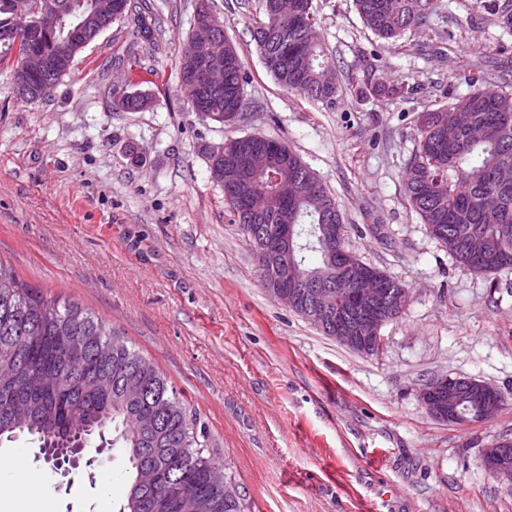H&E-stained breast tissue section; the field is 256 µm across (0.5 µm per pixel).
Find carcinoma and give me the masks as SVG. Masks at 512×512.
Returning a JSON list of instances; mask_svg holds the SVG:
<instances>
[{
	"label": "carcinoma",
	"instance_id": "cac0c4a2",
	"mask_svg": "<svg viewBox=\"0 0 512 512\" xmlns=\"http://www.w3.org/2000/svg\"><path fill=\"white\" fill-rule=\"evenodd\" d=\"M11 0H0V66L33 82L22 55L3 37ZM197 13L177 59L181 81L190 88L202 119L224 122V112L247 83L245 65L206 5ZM277 0H258L262 19L253 26L266 69L288 91L330 102L336 96L334 62L311 12V0H295L294 14L283 18ZM365 26L396 44L405 33L431 26L442 13L441 0H354ZM485 6L497 25L512 33V0H472ZM121 22L143 42L157 43V18L136 0H113L107 29ZM211 35L205 55L224 71L211 84L198 72L195 49ZM151 97L139 90L118 97L127 112H139ZM418 142L405 195L431 237L459 265L483 275L512 268V92L476 88L448 107L419 117ZM254 140L224 144V156H208L211 178L224 188L238 224L249 223L246 206L255 186L271 195L288 191L272 224L296 225L295 261L300 272L325 267L322 224L341 215L329 191L317 183L308 192L313 171L287 145L288 181H279L281 157L273 165L242 178ZM320 255L310 267L307 255ZM27 433L39 442L45 462L55 465L65 448L89 445L92 438L121 449L131 480L119 512H252V502L229 464L224 481L213 479L221 463L219 445L183 396L148 358L129 346L89 309L74 301L50 300L0 263V441Z\"/></svg>",
	"mask_w": 512,
	"mask_h": 512
}]
</instances>
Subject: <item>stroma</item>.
<instances>
[{
	"mask_svg": "<svg viewBox=\"0 0 512 512\" xmlns=\"http://www.w3.org/2000/svg\"><path fill=\"white\" fill-rule=\"evenodd\" d=\"M156 45L113 24L51 96L22 101L0 69V262L47 298H68L124 332L167 376L221 445L254 512H512V490L482 464L512 437V269L459 266L409 208L404 181L417 118L476 87L512 90V35L483 9L451 0L439 24L394 49L353 0H312L336 65L332 103L283 90L251 32L257 0H212L245 62L246 104L231 126L193 112L175 61L198 0H146ZM405 98L366 95L369 84ZM150 92L141 112L113 97ZM287 144L326 186L345 247L410 291L363 355L324 335L263 287L252 246L210 177L206 154L231 138ZM470 377L502 391L488 422L431 418L420 391ZM20 455L54 512H118L123 455L64 484L27 436Z\"/></svg>",
	"mask_w": 512,
	"mask_h": 512,
	"instance_id": "1",
	"label": "stroma"
}]
</instances>
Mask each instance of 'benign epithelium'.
I'll use <instances>...</instances> for the list:
<instances>
[{
    "instance_id": "benign-epithelium-1",
    "label": "benign epithelium",
    "mask_w": 512,
    "mask_h": 512,
    "mask_svg": "<svg viewBox=\"0 0 512 512\" xmlns=\"http://www.w3.org/2000/svg\"><path fill=\"white\" fill-rule=\"evenodd\" d=\"M96 11L90 10L78 23L74 24L67 38L58 42V51H70L73 36L78 35L82 44L91 42L101 30L95 19ZM65 26L64 15L51 14L43 6L34 4L33 0H12L11 37L20 39L23 33L39 32L49 36ZM18 91L30 101L44 99L53 88V81L48 79L41 86L31 88L22 79L16 80ZM254 223L245 227L261 245L260 253L269 254L275 260L276 276L273 278L270 295L279 301L295 307L297 299L288 292L290 288H305L311 304L308 319L319 328L327 327L328 320L336 319L335 339L352 348L373 345L382 348L381 328L389 322L387 318L371 315L372 309L380 305L388 295L387 285L372 268L353 267L347 262L349 254L343 251L329 253L330 264L336 268V280L350 279L357 284L349 297V311L355 318L354 327H349L342 319L341 312L334 311V290L325 287L324 282L302 277L294 260V225L267 224V214L251 210ZM479 389L482 402L472 417H461L456 411L455 397L472 389ZM504 394L486 384L466 378L440 377L432 380L421 392V403L434 418L450 424L480 423L493 418L503 407ZM512 444L511 439L500 438L483 450L482 463L491 472L508 480L512 478ZM82 449L72 448L65 461L59 462L55 472L63 477L69 476L71 467L80 464Z\"/></svg>"
}]
</instances>
